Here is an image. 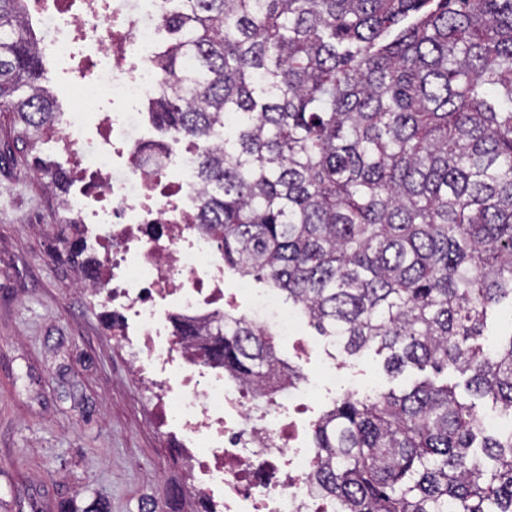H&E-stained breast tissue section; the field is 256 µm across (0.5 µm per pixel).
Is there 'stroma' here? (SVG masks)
<instances>
[{
	"instance_id": "1",
	"label": "stroma",
	"mask_w": 512,
	"mask_h": 512,
	"mask_svg": "<svg viewBox=\"0 0 512 512\" xmlns=\"http://www.w3.org/2000/svg\"><path fill=\"white\" fill-rule=\"evenodd\" d=\"M41 161L69 167L51 138L29 148L11 114L0 112V512H59L92 492L109 512H138L148 496L156 512H174L172 488L183 491V512H196L183 463L155 428L144 386L130 374L106 315L60 257V194L47 190ZM275 347L316 384H330L338 370L346 391L370 381L401 392L431 377L469 397L458 372L391 375L385 353L346 355L311 327L305 342Z\"/></svg>"
}]
</instances>
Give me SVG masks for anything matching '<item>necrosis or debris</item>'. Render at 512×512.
Wrapping results in <instances>:
<instances>
[{"mask_svg":"<svg viewBox=\"0 0 512 512\" xmlns=\"http://www.w3.org/2000/svg\"><path fill=\"white\" fill-rule=\"evenodd\" d=\"M172 0H25L42 57L80 96L105 90V115L63 113L53 132L69 158L63 203L78 214L99 267L84 290L112 320L131 373L150 392L154 420L192 473L209 512H338L309 484L314 455L304 421L314 388L248 387L199 356L201 328L223 317L285 339L302 328L275 293L247 308L225 303L224 251L197 222V156L176 155L147 129L156 100L162 22Z\"/></svg>","mask_w":512,"mask_h":512,"instance_id":"obj_1","label":"necrosis or debris"}]
</instances>
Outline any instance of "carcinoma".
<instances>
[{"mask_svg": "<svg viewBox=\"0 0 512 512\" xmlns=\"http://www.w3.org/2000/svg\"><path fill=\"white\" fill-rule=\"evenodd\" d=\"M157 67L160 125L211 145L202 230L348 355L469 374L512 413V0H183ZM23 0H0V106L37 143L59 115ZM25 94L15 96L20 89ZM67 255L87 275L96 260ZM210 357L286 387L271 334L213 326ZM340 512H512V427L446 384L345 395L313 425Z\"/></svg>", "mask_w": 512, "mask_h": 512, "instance_id": "1", "label": "carcinoma"}]
</instances>
